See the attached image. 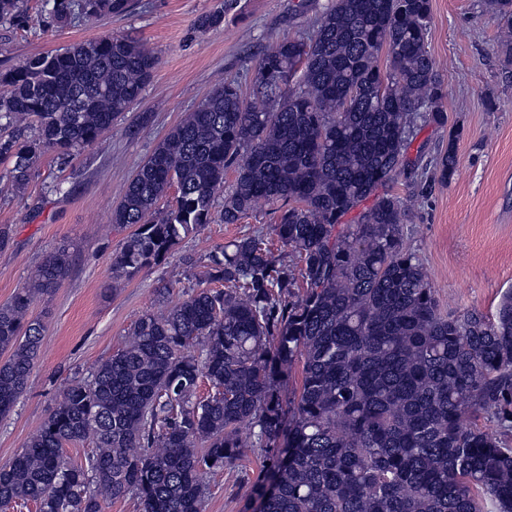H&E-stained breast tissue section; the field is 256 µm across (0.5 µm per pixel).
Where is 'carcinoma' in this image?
I'll list each match as a JSON object with an SVG mask.
<instances>
[{"instance_id": "cac0c4a2", "label": "carcinoma", "mask_w": 512, "mask_h": 512, "mask_svg": "<svg viewBox=\"0 0 512 512\" xmlns=\"http://www.w3.org/2000/svg\"><path fill=\"white\" fill-rule=\"evenodd\" d=\"M129 7L55 0L48 23ZM494 8L512 34V0ZM21 14L20 0H0V23ZM430 16V0H331L313 37L261 55L251 100L226 80L157 142L112 210L111 223L135 227L112 258L113 278L160 263L214 213L239 224L260 201L277 207L276 240L224 244L198 273L203 288L143 314L124 347L70 386L0 465V512L29 502L38 512H103L128 496L142 512H203L204 475L256 448L276 453L247 512L256 501L258 512H512V292L491 317L442 313L404 245L407 206L393 191L417 119L445 120ZM223 22L224 11L206 13L197 29ZM157 65L139 39L113 35L0 69V122L34 121L32 136L0 139L12 186L25 188L47 152L96 143ZM456 169L451 137L435 176L447 182ZM171 188V205L156 213ZM70 267L57 248L0 305L1 418L42 345L29 308ZM296 364L299 391L285 403L281 384ZM482 414L499 433L476 423ZM87 439L84 461L64 455Z\"/></svg>"}]
</instances>
